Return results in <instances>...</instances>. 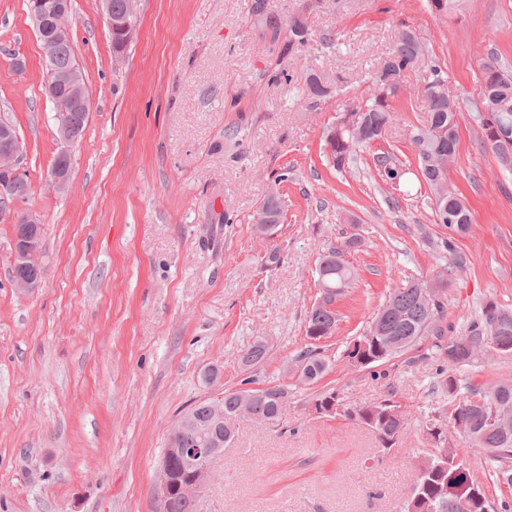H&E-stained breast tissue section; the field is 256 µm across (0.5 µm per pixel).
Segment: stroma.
<instances>
[{
    "label": "stroma",
    "instance_id": "1",
    "mask_svg": "<svg viewBox=\"0 0 512 512\" xmlns=\"http://www.w3.org/2000/svg\"><path fill=\"white\" fill-rule=\"evenodd\" d=\"M252 3L140 0L120 57L102 0H72L91 104L68 148L27 0H0V119L20 141L30 184L20 207L41 218L45 267L37 290H15L14 226L0 221V512H154L157 465L181 412L247 378L287 384V416L276 426L237 421L196 512H396L431 452L419 423L450 403L437 388L442 362L427 338L358 368L344 357L347 341L414 277L435 284L446 339L479 324L486 300L512 310V170L481 141L478 85L487 56L512 72V0H461L444 18L428 0H263L280 20L306 16L310 37L294 53L287 37L263 36ZM404 25L461 108L448 181L470 214L465 234L434 223L414 175L393 186L375 170L382 150L413 155L410 132L427 118L422 68L402 76L399 122L349 170L336 171L324 149ZM313 73L336 94L313 98ZM64 149L72 189L60 193L47 173ZM274 189L283 219L265 239L252 216ZM351 236L361 243L346 255L355 279L336 303V332L311 340L319 257ZM273 249L281 261L269 269ZM259 338L268 357L245 368ZM308 349L329 363L313 386L292 371ZM450 372L464 385L512 382V355L484 348ZM317 389L349 407L393 399L409 432L380 452L365 427L313 414ZM448 439L493 506L512 505L485 452Z\"/></svg>",
    "mask_w": 512,
    "mask_h": 512
}]
</instances>
